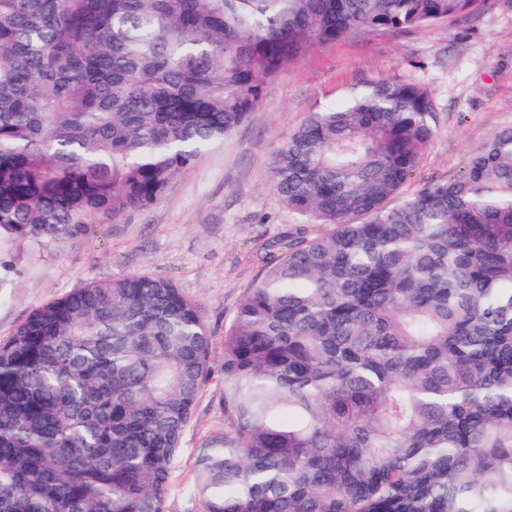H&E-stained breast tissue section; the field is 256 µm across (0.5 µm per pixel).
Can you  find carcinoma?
<instances>
[{"mask_svg":"<svg viewBox=\"0 0 512 512\" xmlns=\"http://www.w3.org/2000/svg\"><path fill=\"white\" fill-rule=\"evenodd\" d=\"M476 0H0V248L156 202L317 43ZM430 90L369 80L307 114L273 190L315 232L224 334L200 512H512V127L404 195ZM200 304L145 273L31 309L0 340V512H167L203 386Z\"/></svg>","mask_w":512,"mask_h":512,"instance_id":"1","label":"carcinoma"}]
</instances>
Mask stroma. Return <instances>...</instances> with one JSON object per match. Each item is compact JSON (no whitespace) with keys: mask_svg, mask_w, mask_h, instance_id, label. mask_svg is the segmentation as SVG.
Listing matches in <instances>:
<instances>
[{"mask_svg":"<svg viewBox=\"0 0 512 512\" xmlns=\"http://www.w3.org/2000/svg\"><path fill=\"white\" fill-rule=\"evenodd\" d=\"M425 84L438 133L407 192L460 174L491 133L512 127V0H478L468 14L431 26L353 32L314 45L269 87L248 122L174 177L160 199L93 225L79 241L25 248L0 288V339L36 305L85 284L130 273L174 282L197 300L212 339L205 385L177 457L168 512H198L191 495L195 452L224 420V330L271 253L272 240L304 232L270 183V158L308 112L341 106L347 88L369 79Z\"/></svg>","mask_w":512,"mask_h":512,"instance_id":"1","label":"stroma"}]
</instances>
